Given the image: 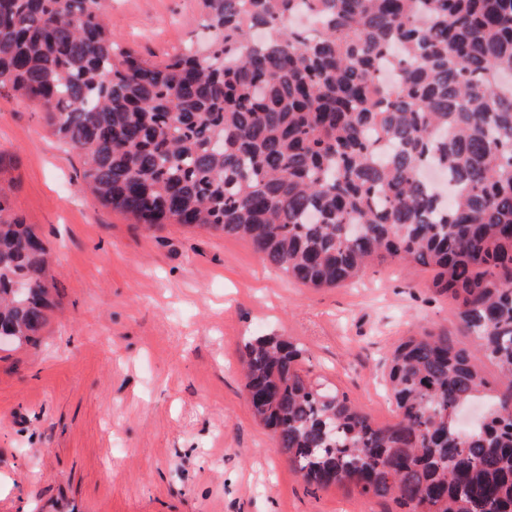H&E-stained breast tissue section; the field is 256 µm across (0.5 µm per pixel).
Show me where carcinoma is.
<instances>
[{
  "label": "carcinoma",
  "mask_w": 512,
  "mask_h": 512,
  "mask_svg": "<svg viewBox=\"0 0 512 512\" xmlns=\"http://www.w3.org/2000/svg\"><path fill=\"white\" fill-rule=\"evenodd\" d=\"M202 2L208 56L188 44L154 64L114 39L108 0H0V91L36 107L136 224L245 240L310 288L376 262L432 268L454 321L390 351L392 423L313 382L303 347L274 334L244 343L249 405L308 483L399 512H512V0ZM302 11L312 26L295 29ZM388 57L393 86L376 76ZM14 168L1 153L0 337L18 348L45 327L53 276L11 206ZM479 399L482 423L457 427Z\"/></svg>",
  "instance_id": "obj_1"
}]
</instances>
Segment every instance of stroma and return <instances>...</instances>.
<instances>
[{
    "mask_svg": "<svg viewBox=\"0 0 512 512\" xmlns=\"http://www.w3.org/2000/svg\"><path fill=\"white\" fill-rule=\"evenodd\" d=\"M108 23L158 61L206 39L201 0H112ZM0 152L17 159L12 204L49 247L57 290L40 343L0 351V512H380L277 453L245 398L243 344L291 337L313 379L391 423L390 350L453 320L431 268L388 261L315 289L244 240L133 223L7 91Z\"/></svg>",
    "mask_w": 512,
    "mask_h": 512,
    "instance_id": "35a3bbf8",
    "label": "stroma"
}]
</instances>
